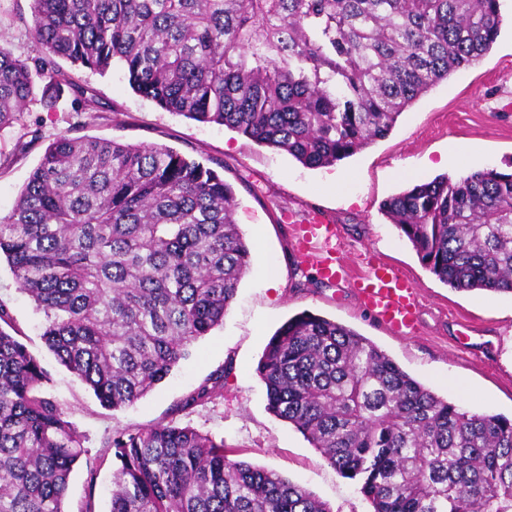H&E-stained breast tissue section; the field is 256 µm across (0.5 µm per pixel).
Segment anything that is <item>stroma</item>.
I'll list each match as a JSON object with an SVG mask.
<instances>
[{
	"instance_id": "obj_1",
	"label": "stroma",
	"mask_w": 512,
	"mask_h": 512,
	"mask_svg": "<svg viewBox=\"0 0 512 512\" xmlns=\"http://www.w3.org/2000/svg\"><path fill=\"white\" fill-rule=\"evenodd\" d=\"M500 4L501 33L484 57L420 96L387 138L333 166L308 169L288 153L258 146L225 127L166 112L135 94L117 70L77 71L88 102L75 108L66 96L58 111L47 112L32 101L20 121L0 129V216L12 209L45 148L66 132L167 146L210 167L222 163L225 179L245 182L237 191L236 220L254 268L242 279L223 325L191 345L168 378L121 410L101 406L56 360L42 338V314L0 261V301L49 373L47 397L64 408L84 437L87 461L71 475L65 512H83L88 505L108 512L113 469L108 439L169 421L223 440L236 459L277 471L333 512H371L358 486L267 405L259 361L273 334L304 310L357 330L449 402L512 418V296L443 284L380 209L407 186L439 175L455 181L486 168L512 173V0ZM31 25L29 0H0V40L15 57H38ZM459 144L468 149L467 162L448 167L445 160ZM315 211L335 224L353 270L370 255L397 266L414 284L419 307L413 334L401 336L380 325L361 305L352 282L322 279L313 260L298 253L290 219ZM260 263L275 274L276 285L259 275ZM219 369L223 397L177 411V404Z\"/></svg>"
}]
</instances>
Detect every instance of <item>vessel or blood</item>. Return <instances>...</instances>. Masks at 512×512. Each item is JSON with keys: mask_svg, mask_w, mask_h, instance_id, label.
I'll list each match as a JSON object with an SVG mask.
<instances>
[{"mask_svg": "<svg viewBox=\"0 0 512 512\" xmlns=\"http://www.w3.org/2000/svg\"><path fill=\"white\" fill-rule=\"evenodd\" d=\"M298 245L303 255H311L322 276L341 280L346 276L344 248L329 218L312 214L298 227ZM358 294L378 321L395 333L412 332L417 313L418 292L411 281L394 266L370 262L356 281Z\"/></svg>", "mask_w": 512, "mask_h": 512, "instance_id": "b4317fda", "label": "vessel or blood"}]
</instances>
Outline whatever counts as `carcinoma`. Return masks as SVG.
Wrapping results in <instances>:
<instances>
[{"instance_id": "obj_1", "label": "carcinoma", "mask_w": 512, "mask_h": 512, "mask_svg": "<svg viewBox=\"0 0 512 512\" xmlns=\"http://www.w3.org/2000/svg\"><path fill=\"white\" fill-rule=\"evenodd\" d=\"M41 56L0 45V128L42 82V108L120 68L167 112L231 129L310 168L386 137L400 115L492 48L499 0H29ZM69 63L65 68L61 62ZM233 186L156 145L58 136L9 214L0 255L43 313L58 362L118 410L223 324L252 263ZM381 210L458 291L512 295V174L416 184ZM0 301V512H65L83 436ZM268 408L373 512H512V419L412 379L355 330L303 311L259 364ZM224 373L181 409L221 397ZM109 512H332L224 441L170 421L107 441Z\"/></svg>"}]
</instances>
